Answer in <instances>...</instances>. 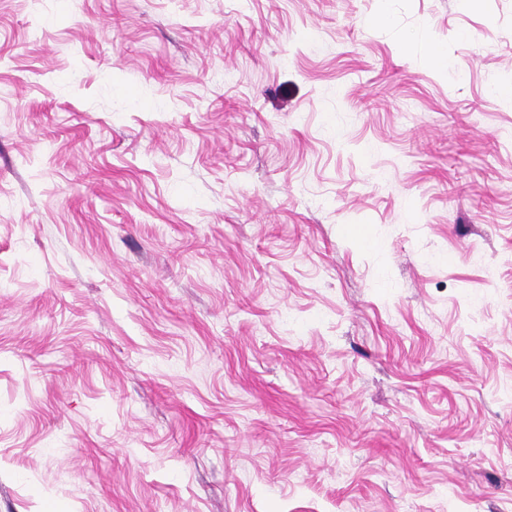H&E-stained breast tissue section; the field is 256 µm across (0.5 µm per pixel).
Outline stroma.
Returning <instances> with one entry per match:
<instances>
[{
  "label": "stroma",
  "mask_w": 512,
  "mask_h": 512,
  "mask_svg": "<svg viewBox=\"0 0 512 512\" xmlns=\"http://www.w3.org/2000/svg\"><path fill=\"white\" fill-rule=\"evenodd\" d=\"M510 80L512 0H0V512H512Z\"/></svg>",
  "instance_id": "stroma-1"
}]
</instances>
